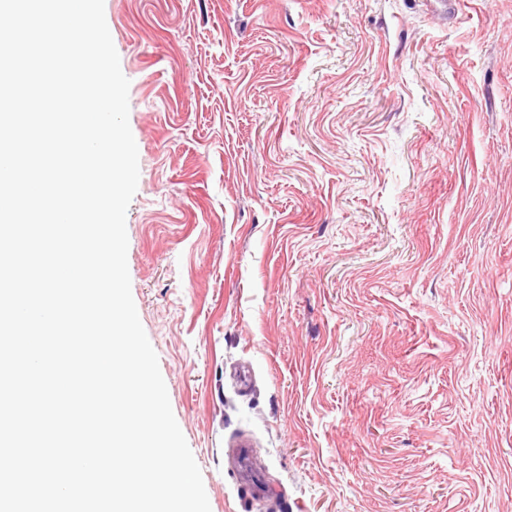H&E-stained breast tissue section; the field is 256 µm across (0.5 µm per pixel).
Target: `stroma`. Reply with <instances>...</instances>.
I'll return each mask as SVG.
<instances>
[{
    "instance_id": "35a3bbf8",
    "label": "stroma",
    "mask_w": 512,
    "mask_h": 512,
    "mask_svg": "<svg viewBox=\"0 0 512 512\" xmlns=\"http://www.w3.org/2000/svg\"><path fill=\"white\" fill-rule=\"evenodd\" d=\"M105 18L132 296L211 512H512V0ZM237 449L232 472L240 484H244L257 495H264L267 486L262 483L261 474L254 466L252 449L247 443H240Z\"/></svg>"
}]
</instances>
